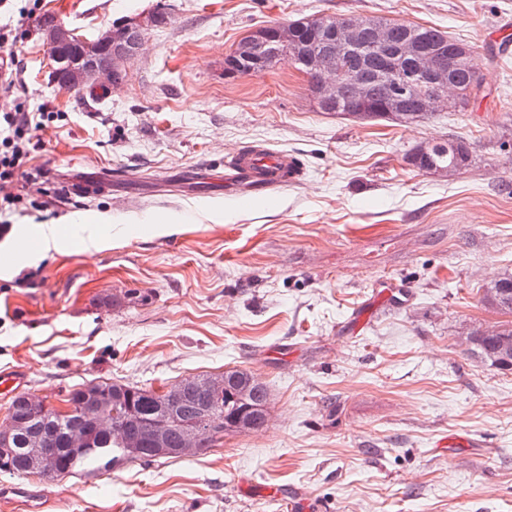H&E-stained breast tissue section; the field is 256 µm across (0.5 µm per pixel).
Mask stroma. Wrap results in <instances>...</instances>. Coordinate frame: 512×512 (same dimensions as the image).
<instances>
[{
  "label": "stroma",
  "mask_w": 512,
  "mask_h": 512,
  "mask_svg": "<svg viewBox=\"0 0 512 512\" xmlns=\"http://www.w3.org/2000/svg\"><path fill=\"white\" fill-rule=\"evenodd\" d=\"M155 10L166 21L123 87L53 83L44 15L92 38ZM23 11L0 110L18 97L52 113L31 135L53 190L15 181L40 213L11 222L66 232L71 215L103 213L112 245L90 258L22 243L25 273L0 274V374L56 405L89 381L158 391L241 368L271 401L265 428L204 455L50 482L0 474V489L43 491L49 512H287L294 487L322 512H512V370L464 341L499 321L484 291L512 275V56L495 40L512 0H6L0 33ZM313 17L447 31L476 48L482 88L465 109L400 123L319 111L288 63L225 76L252 31ZM457 137L465 168L408 163ZM258 145L302 177L226 195V159Z\"/></svg>",
  "instance_id": "35a3bbf8"
}]
</instances>
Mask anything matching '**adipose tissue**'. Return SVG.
I'll use <instances>...</instances> for the list:
<instances>
[{"label":"adipose tissue","mask_w":512,"mask_h":512,"mask_svg":"<svg viewBox=\"0 0 512 512\" xmlns=\"http://www.w3.org/2000/svg\"><path fill=\"white\" fill-rule=\"evenodd\" d=\"M111 218L105 214L77 213L71 216L70 235H63L55 224H40L34 228H21V237H35L42 253L61 252L76 248L79 252L92 256L105 248L112 240L107 225Z\"/></svg>","instance_id":"obj_1"}]
</instances>
